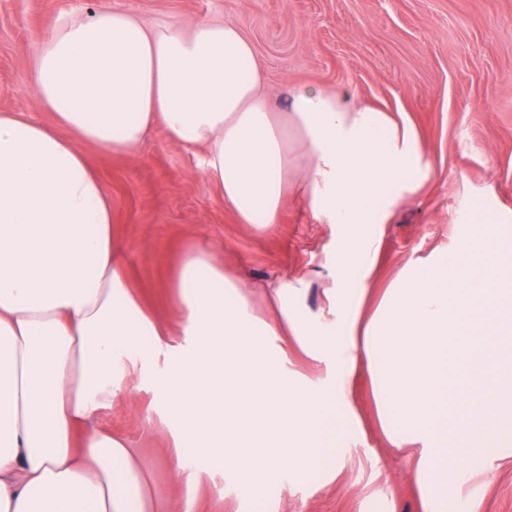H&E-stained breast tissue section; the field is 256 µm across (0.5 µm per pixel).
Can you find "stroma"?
I'll use <instances>...</instances> for the list:
<instances>
[{
  "label": "stroma",
  "instance_id": "obj_1",
  "mask_svg": "<svg viewBox=\"0 0 512 512\" xmlns=\"http://www.w3.org/2000/svg\"><path fill=\"white\" fill-rule=\"evenodd\" d=\"M113 8L149 24L235 23L275 101L292 85L349 90L412 125L431 177L381 227L370 300L404 263L454 243L467 201L489 192L512 210V0H0V111L52 123L35 101V48L52 19ZM82 150L112 201L121 261L144 308L168 324V345L187 341L168 286L182 247L210 249L253 284L257 317L270 313L263 286L281 278L304 280L308 308H323L336 276V233L315 221L304 199L289 197L279 224L258 234L207 182L203 149L172 142L162 127L132 157L89 144ZM163 368L155 363L138 392L119 395L92 425L131 440L154 491L175 512H421L406 456L378 427L368 377L353 385L366 435L349 449L350 468L324 486L306 475L244 494L223 466L173 447L174 424L152 383Z\"/></svg>",
  "mask_w": 512,
  "mask_h": 512
}]
</instances>
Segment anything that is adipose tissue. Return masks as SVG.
<instances>
[{"mask_svg":"<svg viewBox=\"0 0 512 512\" xmlns=\"http://www.w3.org/2000/svg\"><path fill=\"white\" fill-rule=\"evenodd\" d=\"M49 127L0 113V512H170L124 437L90 428L137 361L165 354L156 384L182 441L223 463L240 490L255 475L347 465L363 430L351 382L367 371L387 440L411 462L422 512H449L448 487L512 463V213L468 208L448 248L404 264L366 308L370 227L418 194L430 165L409 123L352 92L302 86L274 107L250 40L230 23L146 25L116 8L52 20L34 53ZM162 126L205 150L202 170L239 223H279L289 189L336 227L326 309L303 282L271 284L253 315L247 285L201 247L170 287L194 342L167 348L118 257L112 203L88 143L134 155ZM325 362L316 383L283 368L273 337ZM127 365H120V358Z\"/></svg>","mask_w":512,"mask_h":512,"instance_id":"ef3b65f1","label":"adipose tissue"}]
</instances>
